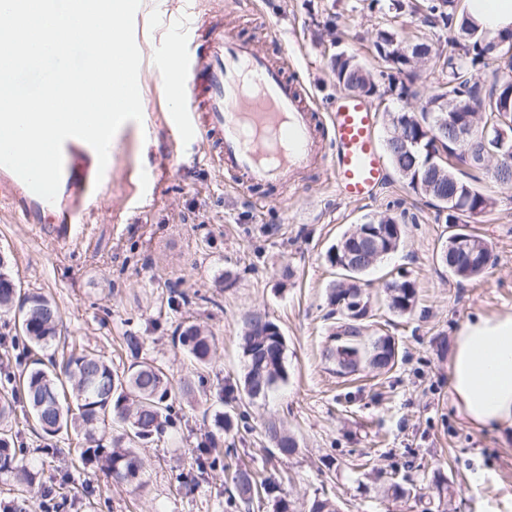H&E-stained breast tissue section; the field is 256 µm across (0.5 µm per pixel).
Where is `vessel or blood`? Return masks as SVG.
<instances>
[{"label":"vessel or blood","mask_w":512,"mask_h":512,"mask_svg":"<svg viewBox=\"0 0 512 512\" xmlns=\"http://www.w3.org/2000/svg\"><path fill=\"white\" fill-rule=\"evenodd\" d=\"M195 9L172 30L175 54L159 51L156 63L173 105L168 113L176 136L210 142L209 159L247 195L325 167L338 195L358 202L373 198L386 182L384 160L376 144L377 114L371 103L341 97L322 112L308 102L283 61L272 60L251 41L211 24L205 44L193 34ZM203 124H195L196 112ZM112 185L99 175L91 146L79 139L63 146V171L54 202H47L10 169L0 166V197L32 224H46L60 244L69 243L75 225Z\"/></svg>","instance_id":"1"}]
</instances>
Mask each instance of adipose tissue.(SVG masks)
<instances>
[{"label": "adipose tissue", "instance_id": "1", "mask_svg": "<svg viewBox=\"0 0 512 512\" xmlns=\"http://www.w3.org/2000/svg\"><path fill=\"white\" fill-rule=\"evenodd\" d=\"M489 35L512 29V0H468ZM448 387L459 416L476 430H512V313L476 314L453 338Z\"/></svg>", "mask_w": 512, "mask_h": 512}]
</instances>
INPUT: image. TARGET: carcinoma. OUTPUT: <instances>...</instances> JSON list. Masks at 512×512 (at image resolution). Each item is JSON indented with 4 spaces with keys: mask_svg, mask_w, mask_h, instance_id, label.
I'll list each match as a JSON object with an SVG mask.
<instances>
[{
    "mask_svg": "<svg viewBox=\"0 0 512 512\" xmlns=\"http://www.w3.org/2000/svg\"><path fill=\"white\" fill-rule=\"evenodd\" d=\"M419 10L427 26L448 31V49L433 48L424 36L408 44L389 25L378 30L373 41L376 57L382 64L379 75L387 82L384 90H379L371 71L345 51L331 56L330 72L339 88L355 95L370 97L381 91L409 99L419 95L416 53L420 51L434 60L443 77L437 93L425 100L417 112L385 113L387 130L404 123L412 140L407 152L394 143L386 145L387 152L407 187L432 201L438 213L445 214V223L451 228L448 237L468 236L475 245L489 252V244L466 227L486 213L493 200L464 179L465 171L485 167L483 159L488 157L487 150L480 141L466 145L451 143L445 137H438L434 126L443 112L461 120L475 115L484 126L502 128L512 143V126L507 124L512 121V30L490 36L468 21L462 0H419L414 11ZM490 60L498 62L497 67L488 76L479 77L478 67ZM363 223L384 232L379 254H365L359 267L345 268L342 263L345 252L358 249L351 233L343 234L328 252L331 265L345 276L329 295V304L340 315L336 335L343 342L326 354L336 365V373L341 375L362 367L388 371L397 357L389 338L380 336L369 343L363 340V320L370 312L371 297L360 285V277L384 256L397 251L402 243V226L387 215H367ZM3 267L4 260L0 258V312L14 313L17 320L14 348L19 352V359L25 360L31 349H44L59 339L61 317L55 303L41 294L18 297L16 285L2 271ZM487 270L485 265H470L462 254H454L448 262V272L459 280L479 277ZM385 295L392 312L409 314L417 302L415 281L406 276L393 279L386 283ZM349 297L363 301L360 314L351 315L345 309ZM178 339L197 363L209 362L214 341L198 326L183 327ZM125 344L135 361L121 371L94 350L73 348L55 368L33 359L20 373L5 376L0 384V473L13 475L17 484L29 490L38 485L39 470L33 465L16 463L15 441L7 425L20 399L44 434L54 436L71 428L83 435L85 448L80 456L83 465L98 469L117 484L135 489L143 486L145 463L137 448L160 438L173 424V399L178 394H190L191 386L186 384L176 392L160 366L138 360L140 337L127 335ZM240 349L245 367L244 394L252 401L266 398L287 378L285 340L279 326L265 314L252 313L245 321ZM108 421L116 427L117 435L105 444L98 433ZM214 423L217 433L196 448L192 464L196 483L207 477L221 457L224 433L233 428L234 416L229 411L220 412L215 415ZM263 432L280 458L288 459L297 453V441L279 422L266 421ZM231 485L227 504L235 508L272 494L275 512H341L339 502L327 496H316L304 508H298L295 500L281 492L280 484L258 470L235 469ZM415 496L420 501L427 498L429 503H437L439 512H448V497L452 492L447 477L438 472L433 483L419 488ZM32 509L30 499L23 494L0 502V512H31Z\"/></svg>",
    "mask_w": 512,
    "mask_h": 512,
    "instance_id": "cac0c4a2",
    "label": "carcinoma"
}]
</instances>
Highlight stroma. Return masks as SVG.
<instances>
[{"instance_id":"1","label":"stroma","mask_w":512,"mask_h":512,"mask_svg":"<svg viewBox=\"0 0 512 512\" xmlns=\"http://www.w3.org/2000/svg\"><path fill=\"white\" fill-rule=\"evenodd\" d=\"M370 0H142L135 38L142 55L139 78L143 121L116 133L106 190L71 245L45 236L42 225L19 220L0 204V255L18 288L55 302L63 325L59 340L39 351L43 363L71 348L101 351L120 369L131 361L123 338L140 337L143 358L162 366L173 383L191 381L192 398L173 408V427L143 448L145 485L115 484L82 465L83 439L75 431L43 434L24 408L12 430L24 461L36 465L64 512H225L226 468L290 474L284 490L305 503L320 490L340 499L345 512H421L409 497L398 502L378 492L387 478L427 486L441 469L452 487L448 512H512V436L468 428L448 391V356L460 326L476 313L512 312V187L492 168L473 182L494 201L470 229L493 249L490 275L453 278L439 258L448 226L428 199L413 194L395 170L372 200L348 202L315 169L275 190L257 208L227 186L208 160L203 140H182L168 130L166 84L155 52L166 41L165 23L185 7L222 20L269 52L288 50L292 76L309 89L319 110L341 94L329 58L342 49L374 69L372 43L387 16ZM338 18L339 33L325 23ZM396 217L399 250L368 272L372 308L364 339H394L397 364L340 375L325 354L334 346L336 318L328 296L341 278L328 260L336 241L367 215ZM235 282L225 286V272ZM415 279L418 301L406 315L390 311L383 286ZM188 301L169 308L171 297ZM261 312L286 342L287 379L267 398L248 401L239 339L246 317ZM213 336L215 353L197 365L178 341L183 324ZM234 406L239 419L226 434L233 453L192 491L178 483L192 452L214 432V415ZM276 420L297 439V453L274 457L262 429Z\"/></svg>"}]
</instances>
